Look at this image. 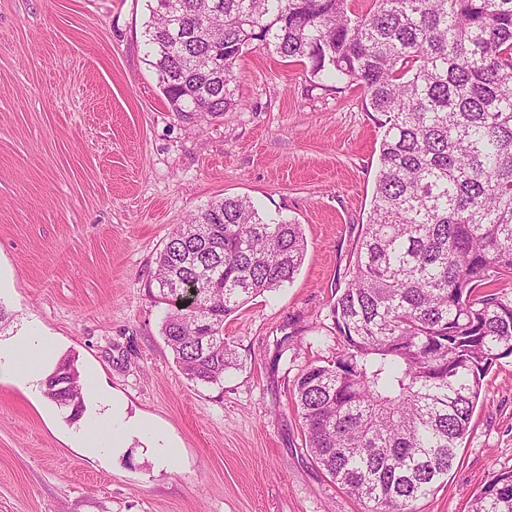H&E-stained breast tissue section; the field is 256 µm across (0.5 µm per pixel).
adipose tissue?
Segmentation results:
<instances>
[{"label": "adipose tissue", "instance_id": "obj_1", "mask_svg": "<svg viewBox=\"0 0 512 512\" xmlns=\"http://www.w3.org/2000/svg\"><path fill=\"white\" fill-rule=\"evenodd\" d=\"M55 355L52 338L38 329H29L22 336L0 342V377H8L24 388L40 387ZM85 383L92 414L75 433L80 447L93 455H109L137 436L148 441L149 451L158 462L169 464L179 456V448L154 424L127 416L124 405L96 387L94 378H86Z\"/></svg>", "mask_w": 512, "mask_h": 512}]
</instances>
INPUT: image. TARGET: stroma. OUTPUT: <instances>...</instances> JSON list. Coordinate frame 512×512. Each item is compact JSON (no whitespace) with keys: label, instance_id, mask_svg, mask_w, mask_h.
Listing matches in <instances>:
<instances>
[{"label":"stroma","instance_id":"obj_1","mask_svg":"<svg viewBox=\"0 0 512 512\" xmlns=\"http://www.w3.org/2000/svg\"><path fill=\"white\" fill-rule=\"evenodd\" d=\"M148 18L146 0H0V340L53 337L180 455L162 465L137 441L88 455L65 409L4 377L0 512H365L307 453L292 385L342 350L329 313L370 210L379 115L359 86L254 48L239 106L183 120L149 64ZM224 196L300 224L306 254L293 283L225 320L241 363L201 386L149 280L176 225ZM486 382L447 484L416 512H465L512 469V356Z\"/></svg>","mask_w":512,"mask_h":512}]
</instances>
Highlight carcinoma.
<instances>
[{
	"mask_svg": "<svg viewBox=\"0 0 512 512\" xmlns=\"http://www.w3.org/2000/svg\"><path fill=\"white\" fill-rule=\"evenodd\" d=\"M149 65L192 121L238 106L237 60L255 47L311 78L363 88L384 135L353 270L331 308L342 354L293 394L305 447L367 512H414L448 481L484 380L512 356V0H148ZM301 225L246 197L208 203L155 258L162 334L186 378L238 366L224 320L293 281ZM44 394L83 413L80 374L57 364ZM467 512H512V469Z\"/></svg>",
	"mask_w": 512,
	"mask_h": 512,
	"instance_id": "1",
	"label": "carcinoma"
}]
</instances>
